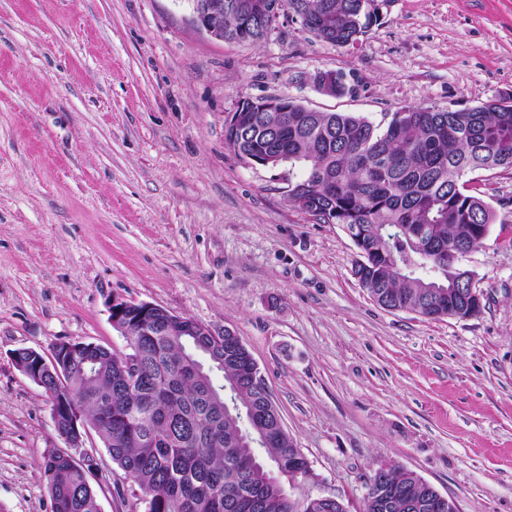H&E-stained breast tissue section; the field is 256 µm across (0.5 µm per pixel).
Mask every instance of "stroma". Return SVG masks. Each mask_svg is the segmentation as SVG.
<instances>
[{
  "mask_svg": "<svg viewBox=\"0 0 512 512\" xmlns=\"http://www.w3.org/2000/svg\"><path fill=\"white\" fill-rule=\"evenodd\" d=\"M355 44L281 14L257 43L197 30L190 0H0V507L52 512L43 472L65 449L13 353L64 341L124 351L113 297L231 331L314 473L290 499L362 512L373 468L413 472L459 512H512V171L469 190L495 221L464 266L479 314L379 306L339 225L288 198L296 172L242 161L224 124L285 96L373 122L401 107L512 98V0H378ZM344 72L350 90L313 76ZM101 512H144L97 435Z\"/></svg>",
  "mask_w": 512,
  "mask_h": 512,
  "instance_id": "obj_1",
  "label": "stroma"
}]
</instances>
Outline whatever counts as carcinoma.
Returning a JSON list of instances; mask_svg holds the SVG:
<instances>
[{
	"instance_id": "1",
	"label": "carcinoma",
	"mask_w": 512,
	"mask_h": 512,
	"mask_svg": "<svg viewBox=\"0 0 512 512\" xmlns=\"http://www.w3.org/2000/svg\"><path fill=\"white\" fill-rule=\"evenodd\" d=\"M308 29L323 15L316 36L336 46L358 41L377 15L363 0H277ZM269 16L247 21L224 0V30L257 42ZM227 144L264 167H299L288 186L295 206L319 224H339L360 251L354 275L379 305L429 318L448 315V289L465 288L458 262L494 223V210L468 192L470 175L512 169V98L463 110L407 106L386 126L341 112H308L285 102L281 112H248L225 127ZM140 384L129 390L123 359L88 343L59 363L69 390L55 395L56 430L73 436L68 408L76 403L81 434L96 433L112 462L137 485L145 512H296L272 488L305 464L288 432L251 409L270 400L248 382L244 358L226 355V341L169 336L130 318ZM16 363L47 387L54 377L24 349ZM265 432L266 443L246 436ZM52 512H97L95 489L79 460L51 450L44 457ZM405 498L418 479L391 472Z\"/></svg>"
}]
</instances>
